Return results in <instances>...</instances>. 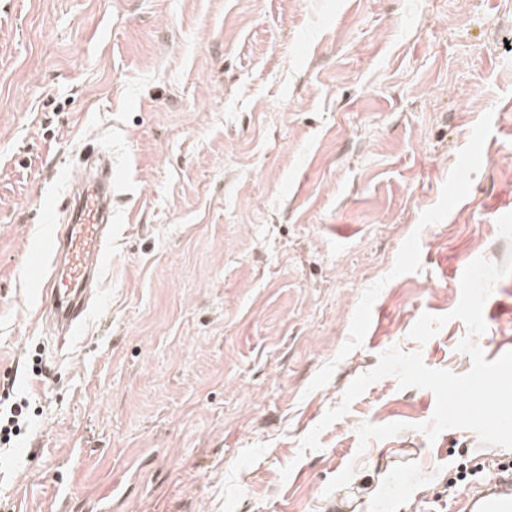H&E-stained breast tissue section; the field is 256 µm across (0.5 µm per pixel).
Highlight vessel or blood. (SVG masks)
<instances>
[{
    "instance_id": "b4317fda",
    "label": "vessel or blood",
    "mask_w": 512,
    "mask_h": 512,
    "mask_svg": "<svg viewBox=\"0 0 512 512\" xmlns=\"http://www.w3.org/2000/svg\"><path fill=\"white\" fill-rule=\"evenodd\" d=\"M111 167L102 175L79 176L68 198L67 221L26 255L25 266L43 310L60 332V344L84 321L104 260L112 245ZM448 512H512V468H497L463 486Z\"/></svg>"
}]
</instances>
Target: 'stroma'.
<instances>
[{"mask_svg":"<svg viewBox=\"0 0 512 512\" xmlns=\"http://www.w3.org/2000/svg\"><path fill=\"white\" fill-rule=\"evenodd\" d=\"M508 39L512 0H0V512H448L511 456L391 376L299 449L391 347L470 369L463 321L408 333L512 255ZM91 147L123 179L63 349L21 266ZM483 317L512 347V275ZM28 401L21 397L9 404L0 402V444H9L12 437L21 433L29 421Z\"/></svg>","mask_w":512,"mask_h":512,"instance_id":"35a3bbf8","label":"stroma"}]
</instances>
